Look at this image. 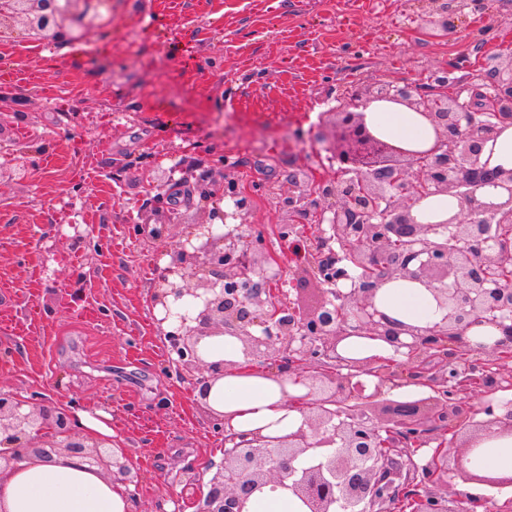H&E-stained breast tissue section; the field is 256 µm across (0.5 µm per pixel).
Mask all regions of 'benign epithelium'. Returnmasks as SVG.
Masks as SVG:
<instances>
[{"mask_svg": "<svg viewBox=\"0 0 512 512\" xmlns=\"http://www.w3.org/2000/svg\"><path fill=\"white\" fill-rule=\"evenodd\" d=\"M424 2L420 24L443 34L456 27L446 0ZM110 4L0 0V37L21 25L41 36L82 40ZM376 101L419 113L434 130V145L412 151L379 137L364 116ZM330 115L336 175L318 182L313 203L306 189L310 176L293 181L286 208L290 222L317 225L307 264L323 286L321 302L303 309L287 300L270 275L271 257L248 247L241 225L249 223L251 205L244 194L237 195L233 211L211 214L225 222L223 233L198 224L175 245L153 296V305L166 312L188 297L194 303L165 337L178 373L207 372L193 382L201 400L212 382L235 367L207 361L201 349L205 339L225 335L239 340L253 366L273 362L272 376L286 401L294 400L287 386L306 389L304 426L284 436L237 433L233 413L211 411L213 431L224 436V459L199 512H249L255 493L287 480L307 512H449L434 492L420 494L416 480L446 485L451 469L467 482L512 486V475L469 467V456L485 439L512 435V400L496 397L512 391V169L480 161L485 145L512 126V54L486 56L478 85L448 69L429 73L423 83L374 81L356 88ZM486 186L506 196L479 199ZM436 195L458 198L459 212L423 224L416 208ZM189 264L201 273L193 286L182 274ZM336 264L360 270L351 287L333 288L323 277L322 268ZM394 279L428 288L446 310L441 322L420 328L380 311L376 292ZM480 324L498 327L502 338L471 346L465 332ZM350 337L384 342L406 361L376 370V357H345L339 346ZM363 375L378 378L372 390ZM410 385L424 388L423 396L386 398ZM381 398L388 419L375 422L368 410ZM502 408L509 409L504 416L498 414ZM478 414L485 419L475 423ZM71 420L65 408L0 392V432L21 452L62 448L85 454L112 469V481L135 482L127 455L102 451L108 439H86ZM434 426L453 430L452 438L440 440L420 466L414 456L430 445L427 431ZM315 448L329 452L302 471L293 467Z\"/></svg>", "mask_w": 512, "mask_h": 512, "instance_id": "obj_1", "label": "benign epithelium"}]
</instances>
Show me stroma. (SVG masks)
<instances>
[{"mask_svg":"<svg viewBox=\"0 0 512 512\" xmlns=\"http://www.w3.org/2000/svg\"><path fill=\"white\" fill-rule=\"evenodd\" d=\"M421 0H112L89 39L0 40V389L112 417L136 512L198 503L223 436L179 378L151 309L168 250L251 202L247 243L285 255L282 287L321 300L289 258L293 180L334 176L321 115L350 85L479 76L512 54V0L462 11L450 43L417 28ZM68 88L65 110L46 87ZM85 237L74 241L73 224Z\"/></svg>","mask_w":512,"mask_h":512,"instance_id":"1","label":"stroma"}]
</instances>
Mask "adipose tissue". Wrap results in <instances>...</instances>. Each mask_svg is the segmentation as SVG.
Wrapping results in <instances>:
<instances>
[{
    "instance_id": "1",
    "label": "adipose tissue",
    "mask_w": 512,
    "mask_h": 512,
    "mask_svg": "<svg viewBox=\"0 0 512 512\" xmlns=\"http://www.w3.org/2000/svg\"><path fill=\"white\" fill-rule=\"evenodd\" d=\"M365 117L382 137L411 150L430 147L435 134L417 112L391 102L368 106ZM376 305L388 317L422 328L441 321L444 312L431 291L417 282L396 279L376 294ZM209 361L235 363L234 372L215 381L207 394L211 408L233 413L237 432L261 431L282 436L304 423L301 404L287 405L271 375L249 367L240 342L232 336L214 337ZM472 468L512 474V435L493 437L472 454ZM126 487L81 455L55 450L5 463L0 459V512H133Z\"/></svg>"
}]
</instances>
